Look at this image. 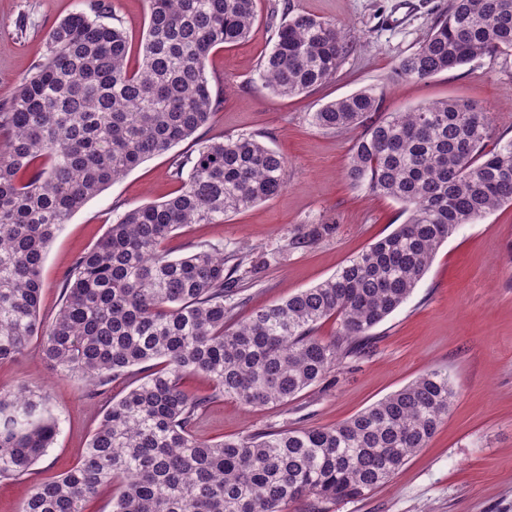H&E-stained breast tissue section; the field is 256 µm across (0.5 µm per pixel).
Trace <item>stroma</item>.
<instances>
[{
	"label": "stroma",
	"mask_w": 512,
	"mask_h": 512,
	"mask_svg": "<svg viewBox=\"0 0 512 512\" xmlns=\"http://www.w3.org/2000/svg\"><path fill=\"white\" fill-rule=\"evenodd\" d=\"M90 0H0V103L47 54L48 31ZM106 23L123 28L132 46L147 30L145 0H104ZM278 0H258L247 41L213 49L207 77L222 106L196 138L255 133L288 161L287 187L271 200L222 224H191L166 242L181 257L200 244L245 255L238 272L247 302L238 317L281 302L332 276L369 243L405 220L400 204L351 186L344 177L354 132H326L311 115L328 102L367 87L384 91L383 111L404 112L457 98L494 116L497 132L512 138V58L484 56L425 80H404L400 60L414 51L448 0H291L295 11L335 21L353 48L336 75L314 91L279 96L261 86L260 62L273 47L269 25ZM182 142L146 159L73 214L44 259L40 316L52 320L62 284L76 258L90 250L117 215L171 197L176 164L193 148ZM326 224L308 247L289 239ZM512 207L463 226L437 251L409 299L373 330L370 352L341 363L321 383L285 406L246 409L228 397L214 400L195 435L207 441L268 427L340 423L417 376L446 372L458 391L447 420L427 446L387 483L329 512H512ZM43 389L59 423L47 455L18 478L0 479V512H20L27 489L69 471L125 382L93 394L79 378L58 379L37 344L0 363V385Z\"/></svg>",
	"instance_id": "obj_1"
}]
</instances>
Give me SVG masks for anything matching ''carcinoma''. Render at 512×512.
<instances>
[{
	"instance_id": "obj_1",
	"label": "carcinoma",
	"mask_w": 512,
	"mask_h": 512,
	"mask_svg": "<svg viewBox=\"0 0 512 512\" xmlns=\"http://www.w3.org/2000/svg\"><path fill=\"white\" fill-rule=\"evenodd\" d=\"M73 13L48 36L44 62L0 105V362L33 340L61 377L100 388L128 381L91 435L82 461L31 487L21 512H86L114 487L111 512H309L365 496L425 447L448 417V374L428 371L328 427L269 428L219 442L193 428L212 400L285 406L361 355L399 309L437 249L465 224L512 203V139L491 113L446 99L380 111L362 89L313 113L325 131H357L345 176L402 205L405 221L335 274L245 321L237 272L245 258L201 244L173 258L165 241L189 224L224 219L287 186L288 162L256 136L197 143L170 198L129 209L79 256L56 316L40 318L45 251L89 199L146 159L191 138L218 110L206 75L211 50L248 39L256 0H148L138 65L103 5ZM275 38L258 80L307 93L336 75L352 48L336 23L272 10ZM483 56H512V0H449L398 74L424 80ZM338 321L336 333L318 326ZM202 375L211 393L184 379ZM44 393L0 386V478L20 477L55 441Z\"/></svg>"
}]
</instances>
